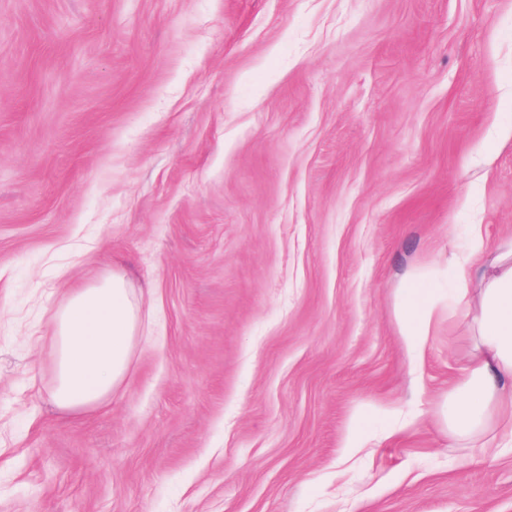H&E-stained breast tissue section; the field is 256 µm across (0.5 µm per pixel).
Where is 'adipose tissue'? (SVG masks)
<instances>
[{
	"instance_id": "ef3b65f1",
	"label": "adipose tissue",
	"mask_w": 512,
	"mask_h": 512,
	"mask_svg": "<svg viewBox=\"0 0 512 512\" xmlns=\"http://www.w3.org/2000/svg\"><path fill=\"white\" fill-rule=\"evenodd\" d=\"M450 262L475 342L470 363L448 388L446 420L457 441L478 444L492 459L512 446V243L489 252L476 229L468 250ZM434 315L428 297L405 289L399 318L410 351H422ZM52 336L55 406L65 413L107 406L141 336L139 306L125 273L112 271L96 283L70 289L54 316Z\"/></svg>"
}]
</instances>
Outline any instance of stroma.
<instances>
[{
    "instance_id": "1",
    "label": "stroma",
    "mask_w": 512,
    "mask_h": 512,
    "mask_svg": "<svg viewBox=\"0 0 512 512\" xmlns=\"http://www.w3.org/2000/svg\"><path fill=\"white\" fill-rule=\"evenodd\" d=\"M473 224L512 239V0H0V512H512L441 416ZM111 270L152 338L66 414L51 320ZM435 309L417 289L406 288L402 297L399 318L403 324L407 347L414 353L422 351L434 320Z\"/></svg>"
}]
</instances>
